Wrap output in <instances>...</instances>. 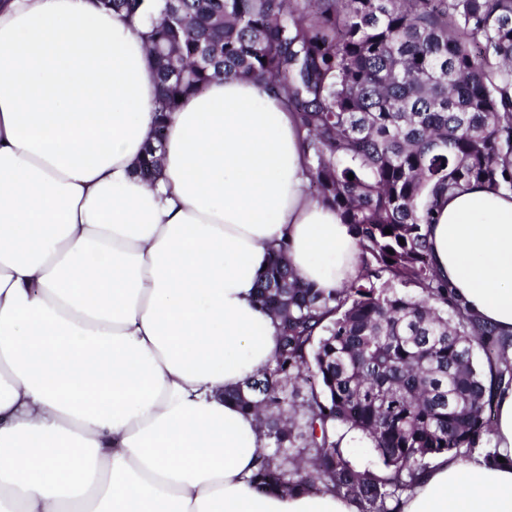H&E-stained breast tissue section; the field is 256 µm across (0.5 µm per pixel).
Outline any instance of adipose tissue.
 Listing matches in <instances>:
<instances>
[{
  "mask_svg": "<svg viewBox=\"0 0 512 512\" xmlns=\"http://www.w3.org/2000/svg\"><path fill=\"white\" fill-rule=\"evenodd\" d=\"M98 0H0V512H358L261 492L265 438L225 392L259 375L277 323L255 303L277 250L331 291L357 240L308 191L282 94L229 76L166 122L154 182L149 17ZM433 266L512 341V193L432 201ZM399 512H512V386L492 455L433 459ZM164 128V121L161 120L159 122L156 134L157 145L149 147V149L147 150V155L149 156V158H145L142 165L140 166L139 175L146 180L155 179L158 173L159 158L156 155V153L158 150H160L162 146Z\"/></svg>",
  "mask_w": 512,
  "mask_h": 512,
  "instance_id": "obj_1",
  "label": "adipose tissue"
}]
</instances>
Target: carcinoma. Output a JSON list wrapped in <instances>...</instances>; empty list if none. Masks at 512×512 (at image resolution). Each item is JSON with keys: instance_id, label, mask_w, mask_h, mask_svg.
Returning <instances> with one entry per match:
<instances>
[{"instance_id": "obj_1", "label": "carcinoma", "mask_w": 512, "mask_h": 512, "mask_svg": "<svg viewBox=\"0 0 512 512\" xmlns=\"http://www.w3.org/2000/svg\"><path fill=\"white\" fill-rule=\"evenodd\" d=\"M102 3L133 14L141 0ZM148 38L163 114L224 75L283 90L305 133L310 188L361 250V275L331 293L282 253L260 279L278 350L224 393L267 440L252 482L322 486L358 512H397L432 459L465 460L491 442L494 390L512 383V345L437 278L425 234L430 195L473 182L512 193V0H164ZM163 130L140 166L146 180ZM344 428L371 442L380 468L350 461Z\"/></svg>"}]
</instances>
